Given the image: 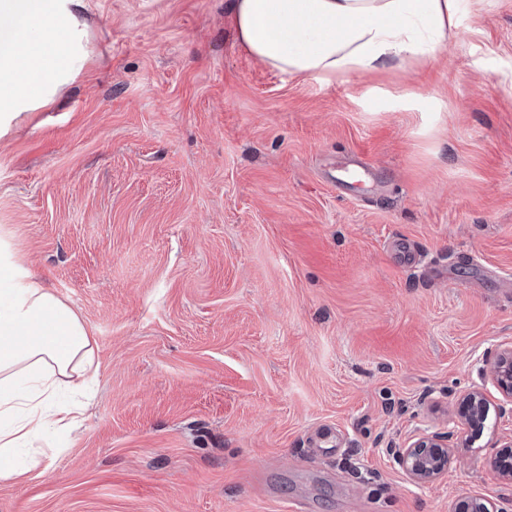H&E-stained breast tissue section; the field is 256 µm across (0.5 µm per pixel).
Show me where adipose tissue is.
Here are the masks:
<instances>
[{"label": "adipose tissue", "mask_w": 512, "mask_h": 512, "mask_svg": "<svg viewBox=\"0 0 512 512\" xmlns=\"http://www.w3.org/2000/svg\"><path fill=\"white\" fill-rule=\"evenodd\" d=\"M240 44L283 74L331 84L389 62L435 58L458 22V0H233ZM26 26L23 50L0 53V128L53 91L73 61L65 0H0V29ZM79 314L0 255V480L37 468V448L78 410L59 391L98 374Z\"/></svg>", "instance_id": "ef3b65f1"}]
</instances>
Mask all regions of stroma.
Returning a JSON list of instances; mask_svg holds the SVG:
<instances>
[{
  "instance_id": "stroma-1",
  "label": "stroma",
  "mask_w": 512,
  "mask_h": 512,
  "mask_svg": "<svg viewBox=\"0 0 512 512\" xmlns=\"http://www.w3.org/2000/svg\"><path fill=\"white\" fill-rule=\"evenodd\" d=\"M231 4L80 0L70 79L0 136V242L98 364L0 512H512L480 370L512 347V0L333 84L247 54ZM472 391L483 431L412 482L392 449Z\"/></svg>"
}]
</instances>
